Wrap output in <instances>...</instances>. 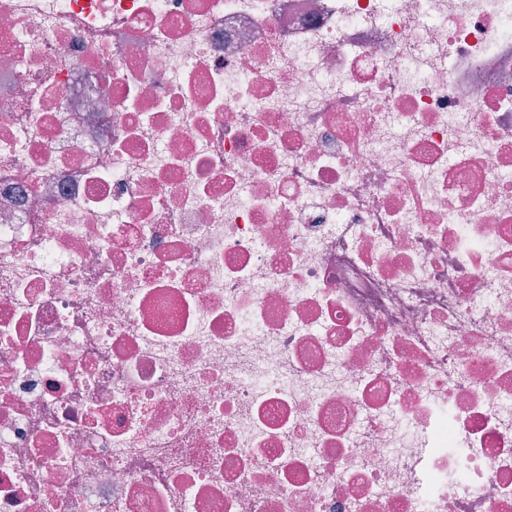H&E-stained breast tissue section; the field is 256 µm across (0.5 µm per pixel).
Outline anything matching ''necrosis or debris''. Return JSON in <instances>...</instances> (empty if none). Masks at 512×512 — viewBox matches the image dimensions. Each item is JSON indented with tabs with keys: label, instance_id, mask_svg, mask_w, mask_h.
Wrapping results in <instances>:
<instances>
[{
	"label": "necrosis or debris",
	"instance_id": "necrosis-or-debris-1",
	"mask_svg": "<svg viewBox=\"0 0 512 512\" xmlns=\"http://www.w3.org/2000/svg\"><path fill=\"white\" fill-rule=\"evenodd\" d=\"M0 512H512V0H0Z\"/></svg>",
	"mask_w": 512,
	"mask_h": 512
}]
</instances>
